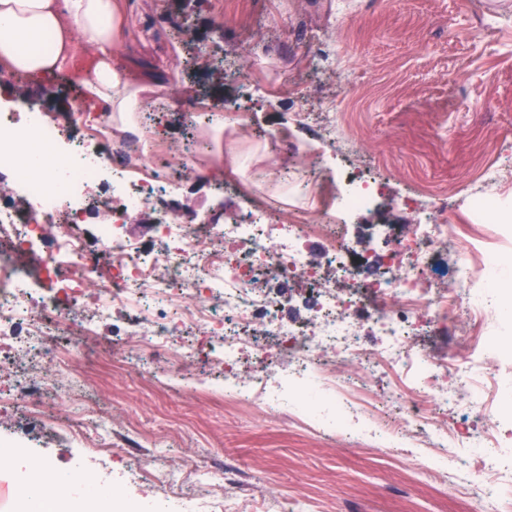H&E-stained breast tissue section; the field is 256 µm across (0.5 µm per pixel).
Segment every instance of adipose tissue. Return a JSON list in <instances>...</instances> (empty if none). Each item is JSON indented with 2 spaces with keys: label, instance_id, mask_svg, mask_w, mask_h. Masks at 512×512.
I'll return each instance as SVG.
<instances>
[{
  "label": "adipose tissue",
  "instance_id": "ef3b65f1",
  "mask_svg": "<svg viewBox=\"0 0 512 512\" xmlns=\"http://www.w3.org/2000/svg\"><path fill=\"white\" fill-rule=\"evenodd\" d=\"M131 28L129 0H0V68L33 85L73 76L86 104L138 135L129 113L145 94L166 102L168 84L165 73L121 52Z\"/></svg>",
  "mask_w": 512,
  "mask_h": 512
}]
</instances>
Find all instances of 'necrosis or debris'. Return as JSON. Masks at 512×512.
Returning a JSON list of instances; mask_svg holds the SVG:
<instances>
[{
	"mask_svg": "<svg viewBox=\"0 0 512 512\" xmlns=\"http://www.w3.org/2000/svg\"><path fill=\"white\" fill-rule=\"evenodd\" d=\"M97 119L94 135L81 112L63 127L36 108L20 115L0 104V171L23 183L36 203L22 212L10 191L0 192V368L28 364L0 390V404L46 430L84 435L88 450L72 457L73 469L86 468L92 452L125 475L119 485L94 480L71 512H273L236 494V479L223 465L167 464L155 456L135 464L127 449L113 445L109 420L49 414L59 388L73 402L83 390L62 363L61 337L94 335L118 304L147 323L122 342L123 351L149 355L189 383L198 364L221 366L216 387L225 398L265 414L291 413L318 433L344 440L359 429L397 454L410 445L435 449L455 487L473 491L483 512H505L512 503V407L503 399L512 387L482 336L500 254L483 239L461 246L444 198L429 196L412 233L361 252L343 216L369 207L384 184L352 178L330 186L312 158L306 170L322 198L318 220L301 222L255 204L224 225L185 226L169 221L167 192L197 160V142L182 145L178 164L166 152L146 150L152 174L133 183L126 177L129 143L113 145L107 114ZM36 146L47 178L27 182ZM99 203L111 207L112 221L90 237L83 225ZM150 203L158 212L152 249L118 231L129 211ZM315 238L324 243L317 253L310 249ZM441 246L455 275L450 286L435 288L426 280ZM296 282L310 288L308 316L299 325L288 318L284 292ZM364 326L384 337L382 348L360 344ZM451 328L472 350L464 362L415 342L422 332ZM348 364L390 372L397 382L374 397L369 381L337 378V366ZM461 394L471 408L495 407L479 433L448 424ZM133 485L149 486L150 495L131 494Z\"/></svg>",
	"mask_w": 512,
	"mask_h": 512,
	"instance_id": "4bbe7bcc",
	"label": "necrosis or debris"
}]
</instances>
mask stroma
<instances>
[{
  "instance_id": "1",
  "label": "stroma",
  "mask_w": 512,
  "mask_h": 512,
  "mask_svg": "<svg viewBox=\"0 0 512 512\" xmlns=\"http://www.w3.org/2000/svg\"><path fill=\"white\" fill-rule=\"evenodd\" d=\"M130 8L161 40L132 39L127 51L171 75L167 106H143L154 139L174 146L194 137L243 163L241 173L221 178L207 162L197 164L170 194L175 221L225 222L256 198L276 211L318 216L316 191L300 188L302 151L325 153L338 169L343 159L308 122L318 100L281 93L296 83L319 86L336 103L356 149L353 165L386 184L375 210L347 219L356 249L365 247L370 224L384 234L412 231L420 221L412 197L429 191L445 193L460 238L501 233L498 224H471L468 198L481 191L476 172L489 160L503 169L494 194L512 198V0H130ZM321 42L335 52L334 68L310 61L309 46ZM220 61L242 68L245 82L220 76ZM210 102L227 114L249 113L247 131L217 140L203 111ZM196 110L194 127L188 116ZM281 129L288 132L289 173L278 178L276 156L262 146ZM502 250L501 304L489 314L485 341L492 351L512 352V245ZM142 327L139 317L116 308L70 361L86 381L88 414L109 419L115 435L143 436L132 456L150 454L155 442L169 446L174 464L219 456L246 475L256 498L304 500L314 512H481L475 497L444 491L434 478L414 479L413 460L428 457L427 449L391 460L380 449L196 391L145 357L125 358L110 372L92 367L101 342ZM15 431L54 464H67L75 452L73 442L0 411V436Z\"/></svg>"
}]
</instances>
